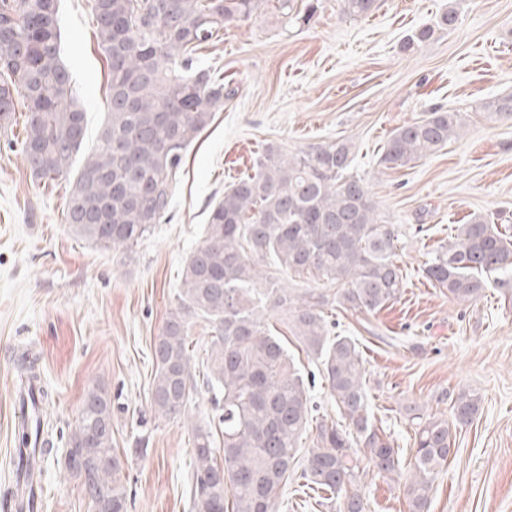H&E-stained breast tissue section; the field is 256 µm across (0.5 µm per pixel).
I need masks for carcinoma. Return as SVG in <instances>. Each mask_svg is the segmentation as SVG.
Masks as SVG:
<instances>
[{"mask_svg": "<svg viewBox=\"0 0 512 512\" xmlns=\"http://www.w3.org/2000/svg\"><path fill=\"white\" fill-rule=\"evenodd\" d=\"M264 0H90L94 38L107 68L105 119L96 145L83 154L85 112L62 59L59 0H0V135H8L15 98L27 102L22 138L15 141L32 177L70 183L62 221L76 237L129 258L170 211L183 157L215 112L224 110V79L201 65L196 50L224 27L246 21ZM378 0H344L351 18H366ZM285 16L308 19L294 0H278ZM512 114V94L482 104ZM462 118L437 108L396 128L380 165L404 168L460 136ZM81 164H76L78 156ZM350 140L288 156L267 144L254 172L224 190L210 211L203 243L186 259L177 302L153 346L156 364L150 408L171 420L185 409L197 384L189 336L195 319L212 330L206 386L222 399L223 447L198 427L193 435L192 512H275L296 471L330 493L338 512H364L357 489L360 458L382 476L403 481L411 512H425L441 468L451 454L447 419L414 409L415 464L403 470L399 449L369 413L366 369L356 343L329 336L324 307L375 313L398 298L403 272L398 230L386 223L361 179L347 175ZM285 273H310L327 285L296 294L262 269L267 258ZM426 278L448 297L477 299L488 283L512 278V237L483 216L460 224L424 267ZM284 314L286 327L317 359L347 426L316 424V439L300 456L301 437L313 421L311 387L295 368L282 339L264 321ZM20 395L39 385L36 359L18 360ZM480 397L461 392L451 413L470 423ZM18 415L16 485L32 479L37 448ZM68 453L84 452L95 477L82 489L93 512H126L127 490L112 447V399L97 384L84 394ZM222 459H217V456Z\"/></svg>", "mask_w": 512, "mask_h": 512, "instance_id": "1", "label": "carcinoma"}]
</instances>
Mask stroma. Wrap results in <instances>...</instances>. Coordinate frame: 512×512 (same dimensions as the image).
Segmentation results:
<instances>
[{
  "label": "stroma",
  "mask_w": 512,
  "mask_h": 512,
  "mask_svg": "<svg viewBox=\"0 0 512 512\" xmlns=\"http://www.w3.org/2000/svg\"><path fill=\"white\" fill-rule=\"evenodd\" d=\"M310 21L265 0L252 19L202 46L231 98L188 149L168 220L132 260L74 236L61 222L66 181L36 184L19 152L0 141V512H14L18 441L16 357L39 358L53 450L40 462L38 512H92L64 452L85 391L105 386L112 445L127 481V512H191L193 433L221 432L220 408L199 387L182 415L155 418L148 389L153 342L203 241L212 205L251 174L265 144L295 155L346 138L350 172L399 232L404 286L374 314L337 310L333 334L362 354L373 423L404 460L414 455L409 407L450 417V395L480 396L473 420L452 430L454 451L428 512H512V281L472 302L434 288L422 268L458 225L487 217L512 236V116L482 103L512 94V0H378L353 19L343 0H316ZM459 22L438 28L448 8ZM63 59L86 112V147L104 120L107 68L88 0H60ZM433 37L408 45L424 27ZM459 112L458 139L434 156L387 170L379 164L397 127L436 108ZM365 512H410L402 485L365 470Z\"/></svg>",
  "instance_id": "1"
}]
</instances>
